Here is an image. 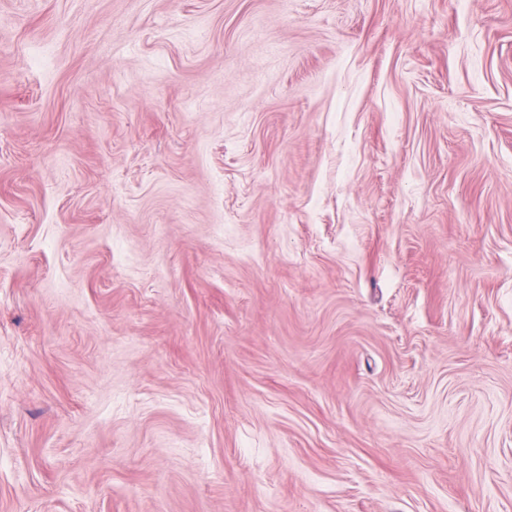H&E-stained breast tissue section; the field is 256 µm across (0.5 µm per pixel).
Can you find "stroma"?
Instances as JSON below:
<instances>
[{"mask_svg": "<svg viewBox=\"0 0 512 512\" xmlns=\"http://www.w3.org/2000/svg\"><path fill=\"white\" fill-rule=\"evenodd\" d=\"M0 512H512V0H0Z\"/></svg>", "mask_w": 512, "mask_h": 512, "instance_id": "obj_1", "label": "stroma"}]
</instances>
